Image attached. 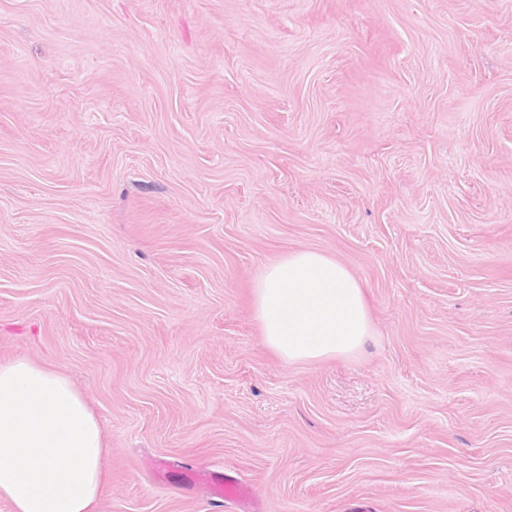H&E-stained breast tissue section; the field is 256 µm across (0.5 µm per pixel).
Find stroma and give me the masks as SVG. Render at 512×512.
Listing matches in <instances>:
<instances>
[{"label": "stroma", "instance_id": "1", "mask_svg": "<svg viewBox=\"0 0 512 512\" xmlns=\"http://www.w3.org/2000/svg\"><path fill=\"white\" fill-rule=\"evenodd\" d=\"M311 248L371 321L282 361ZM95 411L100 512H512V0H0V361ZM185 480L193 486L201 487L210 496L224 499L225 502L235 504L236 510H249L244 507L251 499V493L248 487L235 481L214 478L204 472L187 469L184 471Z\"/></svg>", "mask_w": 512, "mask_h": 512}]
</instances>
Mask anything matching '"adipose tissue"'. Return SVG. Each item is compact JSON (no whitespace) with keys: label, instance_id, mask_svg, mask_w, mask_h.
Returning a JSON list of instances; mask_svg holds the SVG:
<instances>
[{"label":"adipose tissue","instance_id":"1","mask_svg":"<svg viewBox=\"0 0 512 512\" xmlns=\"http://www.w3.org/2000/svg\"><path fill=\"white\" fill-rule=\"evenodd\" d=\"M106 454L98 418L64 374L0 362V498L14 512H99Z\"/></svg>","mask_w":512,"mask_h":512}]
</instances>
